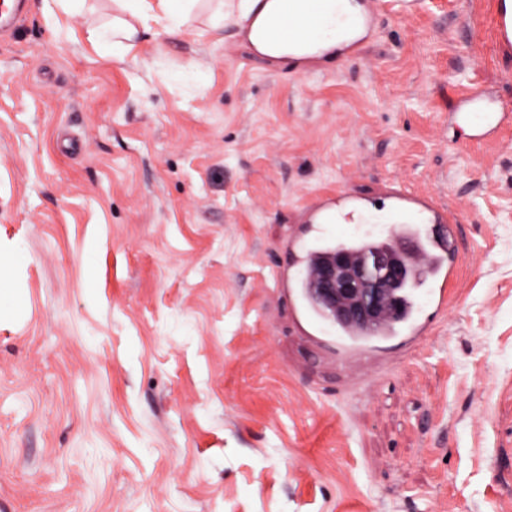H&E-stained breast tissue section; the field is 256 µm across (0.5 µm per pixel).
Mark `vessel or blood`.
I'll return each mask as SVG.
<instances>
[{"instance_id": "1", "label": "vessel or blood", "mask_w": 512, "mask_h": 512, "mask_svg": "<svg viewBox=\"0 0 512 512\" xmlns=\"http://www.w3.org/2000/svg\"><path fill=\"white\" fill-rule=\"evenodd\" d=\"M333 17L332 0H280L278 10L267 17L264 29L268 38L279 44L310 43L325 34ZM494 26L500 49L511 51L512 14L498 11ZM379 196L388 203L393 223H404L410 217L415 219L416 224L410 232L426 240L418 259L427 265L432 281L423 292V300L415 301L404 319L384 320L369 336H357L352 327H341L338 334L326 342L340 362L361 353L386 351L394 339L407 350L424 344L436 318L447 305L446 286L455 274L462 246L461 224L448 215L433 195L407 191L397 181L389 180L383 184ZM371 205V200L349 193L320 196L306 208L303 220L311 225L318 224L343 211L366 212ZM288 254L287 266L276 273L277 285L283 289L295 282L307 285L312 276V261L301 250L299 237L289 238Z\"/></svg>"}]
</instances>
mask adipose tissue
<instances>
[{
	"label": "adipose tissue",
	"instance_id": "ef3b65f1",
	"mask_svg": "<svg viewBox=\"0 0 512 512\" xmlns=\"http://www.w3.org/2000/svg\"><path fill=\"white\" fill-rule=\"evenodd\" d=\"M121 9L127 10L128 18L112 20V32L117 35L118 47L131 51L141 34V26L156 22L169 29L185 24L197 0H117ZM278 0H241L237 15H229L224 9H217L212 15L213 25L225 20L236 24H248L247 40L258 52L273 58L294 59L319 58L333 49H344L362 39L367 28L364 24V7L358 0H342L340 8L348 18L347 24L336 29L321 41L308 44L279 45L266 42L261 34L264 17L276 9Z\"/></svg>",
	"mask_w": 512,
	"mask_h": 512
}]
</instances>
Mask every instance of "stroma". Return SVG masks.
Instances as JSON below:
<instances>
[{
  "label": "stroma",
  "mask_w": 512,
  "mask_h": 512,
  "mask_svg": "<svg viewBox=\"0 0 512 512\" xmlns=\"http://www.w3.org/2000/svg\"><path fill=\"white\" fill-rule=\"evenodd\" d=\"M361 45L272 67L193 15L93 47L113 0L0 41V512H512L504 0H366ZM505 113L469 136L454 105ZM463 226L427 342L339 366L273 268L302 210L386 179ZM499 48L504 51L512 50V14L503 9L498 10L494 19Z\"/></svg>",
  "instance_id": "35a3bbf8"
}]
</instances>
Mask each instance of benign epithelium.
<instances>
[{
    "mask_svg": "<svg viewBox=\"0 0 512 512\" xmlns=\"http://www.w3.org/2000/svg\"><path fill=\"white\" fill-rule=\"evenodd\" d=\"M403 256L385 245L373 247L357 259L343 251L334 252L318 262L310 293L333 319L372 330L402 309Z\"/></svg>",
    "mask_w": 512,
    "mask_h": 512,
    "instance_id": "benign-epithelium-1",
    "label": "benign epithelium"
}]
</instances>
